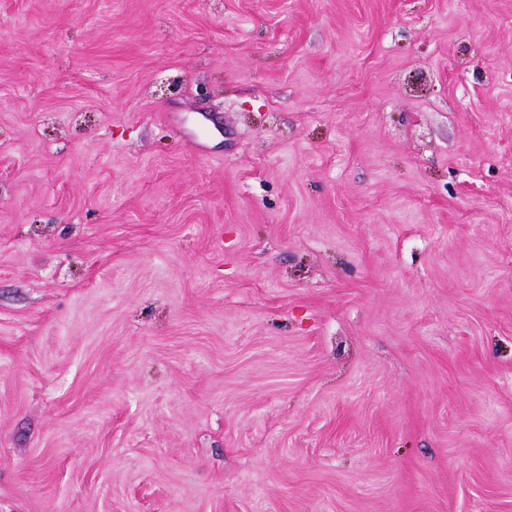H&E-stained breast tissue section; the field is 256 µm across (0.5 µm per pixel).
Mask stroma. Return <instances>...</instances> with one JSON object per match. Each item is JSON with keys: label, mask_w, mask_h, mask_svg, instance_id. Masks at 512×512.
Listing matches in <instances>:
<instances>
[{"label": "stroma", "mask_w": 512, "mask_h": 512, "mask_svg": "<svg viewBox=\"0 0 512 512\" xmlns=\"http://www.w3.org/2000/svg\"><path fill=\"white\" fill-rule=\"evenodd\" d=\"M0 512H512V0H0Z\"/></svg>", "instance_id": "1"}]
</instances>
